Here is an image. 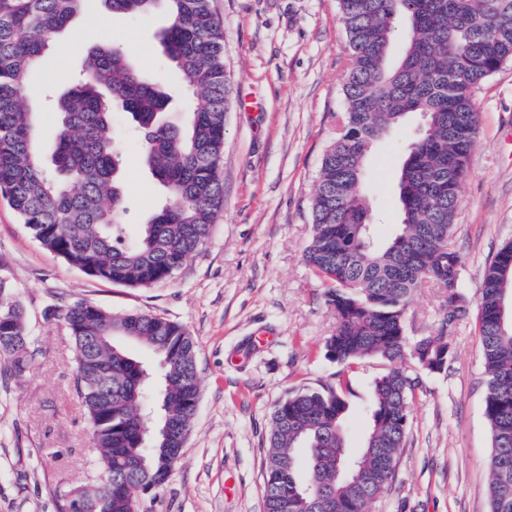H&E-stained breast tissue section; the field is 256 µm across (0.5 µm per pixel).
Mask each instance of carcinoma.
<instances>
[{"label": "carcinoma", "instance_id": "carcinoma-1", "mask_svg": "<svg viewBox=\"0 0 512 512\" xmlns=\"http://www.w3.org/2000/svg\"><path fill=\"white\" fill-rule=\"evenodd\" d=\"M114 14L168 15L160 33L173 72L191 95L183 124L163 119L164 87L101 39L86 51L81 79L58 95L53 170L40 162L26 103L34 65L81 11L83 0H0V191L34 238L86 275L130 287L169 279L209 238L224 203L219 162L231 81L224 35L210 0H103ZM349 58L339 134L326 149L312 200L305 261L326 285L336 326L326 355L336 382L288 393L274 408L264 483L265 512H370L388 490L406 438L414 379L448 370V324L466 314L456 291L461 257L452 246L459 185L478 128L474 89L512 61V0H338ZM141 133V161L166 200L135 241L122 243L123 149L112 112ZM423 129L407 145L397 180L399 222L375 236L364 190L367 155L409 114ZM512 241L489 263L478 331L487 372L484 411L492 434L490 512H512ZM444 289L448 321L408 344L406 310L421 285ZM0 359L18 378L30 370L22 306L2 297ZM74 345V390L85 408L96 467L61 494L57 512H140L137 490L172 475L199 397L196 343L181 324L141 311L111 314L76 302L64 313ZM135 343L159 361L155 378L130 354ZM365 358L390 369L376 379L371 426L352 458L362 484L338 473L346 451L350 372ZM107 363L101 375L96 367ZM168 425L152 438L140 418Z\"/></svg>", "mask_w": 512, "mask_h": 512}]
</instances>
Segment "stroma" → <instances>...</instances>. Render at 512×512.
Wrapping results in <instances>:
<instances>
[{
  "instance_id": "1",
  "label": "stroma",
  "mask_w": 512,
  "mask_h": 512,
  "mask_svg": "<svg viewBox=\"0 0 512 512\" xmlns=\"http://www.w3.org/2000/svg\"><path fill=\"white\" fill-rule=\"evenodd\" d=\"M224 31L231 78L219 172L224 205L206 243L165 282L134 288L85 275L44 249L0 193V280L25 311L34 366L15 378L0 365V512H56L59 493L93 468L84 409L64 328L67 306L90 302L107 312H154L183 325L197 345L200 393L183 454L168 482L142 499V512H264V477L275 405L298 388L334 380L325 355L335 317L325 285L304 259L312 199L323 155L340 129L348 42L336 0H210ZM164 11L124 17L85 0L33 69L32 104L42 158L56 140L45 100L76 79L83 51L107 35L172 96L168 118H188L190 98L170 76L158 40ZM478 129L460 186L453 246L462 258L456 283L467 302L455 323L452 358L438 375L406 360L415 381L410 423L392 488L372 512H490L492 436L484 417L486 375L476 326L486 265L512 239V64L474 91ZM112 124L126 159L131 212L125 238L156 211L164 189L140 164L141 141L128 115ZM420 125L378 142L365 168V191L380 235L398 221L397 173ZM445 294L427 283L411 298L406 335H436ZM385 370L364 360L352 378L346 439L363 446L374 382Z\"/></svg>"
}]
</instances>
